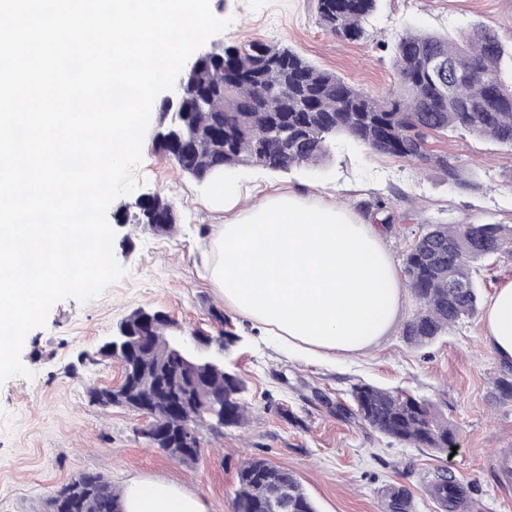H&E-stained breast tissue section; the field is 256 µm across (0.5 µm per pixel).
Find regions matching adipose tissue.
I'll return each instance as SVG.
<instances>
[{
	"mask_svg": "<svg viewBox=\"0 0 512 512\" xmlns=\"http://www.w3.org/2000/svg\"><path fill=\"white\" fill-rule=\"evenodd\" d=\"M210 203L224 214L210 275L225 306L259 324L288 354L352 357L396 324L404 290L383 225L293 191L255 202L221 173L212 178ZM481 323L486 349L512 367V281L493 292ZM122 500L124 512H207L196 494L168 479L130 480Z\"/></svg>",
	"mask_w": 512,
	"mask_h": 512,
	"instance_id": "ef3b65f1",
	"label": "adipose tissue"
}]
</instances>
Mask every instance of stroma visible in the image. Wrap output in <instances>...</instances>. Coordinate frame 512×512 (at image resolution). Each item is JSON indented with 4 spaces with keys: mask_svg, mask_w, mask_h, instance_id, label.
Returning <instances> with one entry per match:
<instances>
[{
    "mask_svg": "<svg viewBox=\"0 0 512 512\" xmlns=\"http://www.w3.org/2000/svg\"><path fill=\"white\" fill-rule=\"evenodd\" d=\"M315 5L211 0L216 16L232 20L222 33L225 45H285L379 96L395 88L394 44L407 30L456 41L489 28L507 36L512 52V0H378L359 41L321 27ZM432 146L470 168L474 188L451 186L439 171L420 173L414 163L372 154L344 136L317 165L286 173L244 166L228 175L259 189L320 194L364 222L386 225L397 263L427 224L512 225V149L457 134ZM142 151L134 193L115 204L157 193L174 203L177 224L168 234L143 224L115 226L114 252L126 275L91 302L56 303L46 326L26 336L21 360L34 379L0 385V512H44L47 494L82 473L102 474L119 489L133 478H167L196 493L207 512H234L237 471L250 459L293 471L317 512H392L395 491L407 498L406 512H443L432 486L449 470L465 494L459 512H512V481L498 469L503 451L512 448V399L494 386L503 371L485 349L476 318L424 346L407 343L396 327L359 356L323 363L278 352L258 325L230 314L241 337L232 358L246 384L248 421L203 432L202 454L190 466L148 445V417L91 403L92 388L121 380L119 362L99 349L131 312L162 310L185 330L214 334L220 324L212 313L224 308L204 264L214 226L223 219L205 204L209 182L183 173L154 151L151 139H144ZM379 193L390 198L389 211L373 207ZM361 382L435 403L456 427L454 449L402 444L339 413Z\"/></svg>",
    "mask_w": 512,
    "mask_h": 512,
    "instance_id": "obj_1",
    "label": "stroma"
}]
</instances>
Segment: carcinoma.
<instances>
[{
	"mask_svg": "<svg viewBox=\"0 0 512 512\" xmlns=\"http://www.w3.org/2000/svg\"><path fill=\"white\" fill-rule=\"evenodd\" d=\"M377 0H317L318 20L326 30L351 41L366 37L364 23L375 10ZM505 44L498 32L475 29L460 41L406 31L394 47L393 67L397 91L389 97L375 96L320 69L286 46L253 41L227 46L220 56L206 52L195 59L197 73L186 91L185 117L196 135L174 153L162 145L156 150L169 156L196 180L209 178L218 170L254 165L271 171L316 165L326 159L331 141L351 138L371 153L408 160L423 171L438 170L448 184L472 186L470 174L458 159L432 148L430 138L461 132L489 138L512 148V77H505L502 62ZM432 57H454L474 62L480 78L464 87L469 106L448 105L433 84L427 68ZM166 198L143 206L135 202L124 221L149 224L167 233ZM512 255V225L428 224L410 244L403 257V277L417 310L402 329L413 345H424L479 310L477 276L479 261ZM226 327V351L239 336L224 314L212 311ZM147 341L121 360L123 382L135 380L137 395L150 393L158 381L147 369L136 375L133 368L167 359L166 379L170 392L179 397L186 383L179 362L167 358L164 348L149 341L148 329L140 330ZM245 382L231 371L213 370L206 383L194 389L196 399L224 409V426L246 421ZM91 400L102 406H126L131 400L109 396L106 388H95ZM342 411L373 430L416 448L443 450L454 444L455 427L437 406L412 394L396 393L370 384H356L351 406ZM147 414L180 433L193 435L194 447L184 449L178 459L193 464L201 455V431L208 428V410L183 407L172 411L163 404ZM293 489L288 512H316V508L295 474L266 459H251L238 471L235 490L237 512H262L261 503L280 495L282 487ZM435 490L442 503L457 495L455 486L438 476ZM121 494L97 473H84L52 491L45 512H116Z\"/></svg>",
	"mask_w": 512,
	"mask_h": 512,
	"instance_id": "obj_1",
	"label": "carcinoma"
}]
</instances>
